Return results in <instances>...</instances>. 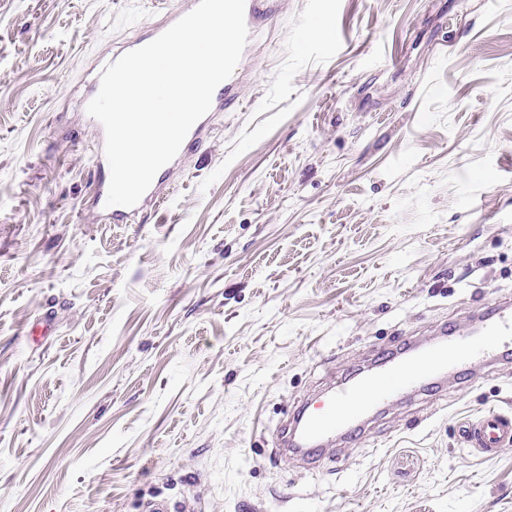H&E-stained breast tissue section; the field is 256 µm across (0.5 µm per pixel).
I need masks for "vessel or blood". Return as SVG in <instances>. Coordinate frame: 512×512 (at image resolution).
Instances as JSON below:
<instances>
[{"mask_svg": "<svg viewBox=\"0 0 512 512\" xmlns=\"http://www.w3.org/2000/svg\"><path fill=\"white\" fill-rule=\"evenodd\" d=\"M278 9L279 0H246L245 23L249 35H256L259 27L275 16ZM246 76L244 65H237L231 77L215 89L210 113L194 124L183 142L184 147L202 141L215 113L240 104ZM94 163L99 177L93 205L99 214L116 224L126 223L142 212L144 206L158 203L163 177L176 168L172 162L161 168L138 205L110 207L106 204L110 167L104 152H97ZM438 334L440 339L435 343H412L403 350L382 353L374 359L368 374L360 377L352 374L333 382L325 398L303 404L293 413L289 425L277 430V446L289 448L292 454L308 462H316L329 453L334 437L362 438L364 417L370 411L422 387L445 370L473 364L489 355L504 361L512 359V303L501 302L493 310L481 312L478 324L468 331H457L455 325L448 324L439 328ZM458 434L465 444L490 457L512 446V416L493 411L476 422L460 423Z\"/></svg>", "mask_w": 512, "mask_h": 512, "instance_id": "obj_1", "label": "vessel or blood"}]
</instances>
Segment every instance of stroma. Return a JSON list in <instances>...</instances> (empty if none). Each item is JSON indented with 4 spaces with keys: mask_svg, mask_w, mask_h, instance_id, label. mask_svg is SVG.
<instances>
[{
    "mask_svg": "<svg viewBox=\"0 0 512 512\" xmlns=\"http://www.w3.org/2000/svg\"><path fill=\"white\" fill-rule=\"evenodd\" d=\"M156 2L0 0V512H512V446L457 432L512 362L271 454L331 373L512 300V0H282L243 108L115 224L80 96Z\"/></svg>",
    "mask_w": 512,
    "mask_h": 512,
    "instance_id": "stroma-1",
    "label": "stroma"
}]
</instances>
